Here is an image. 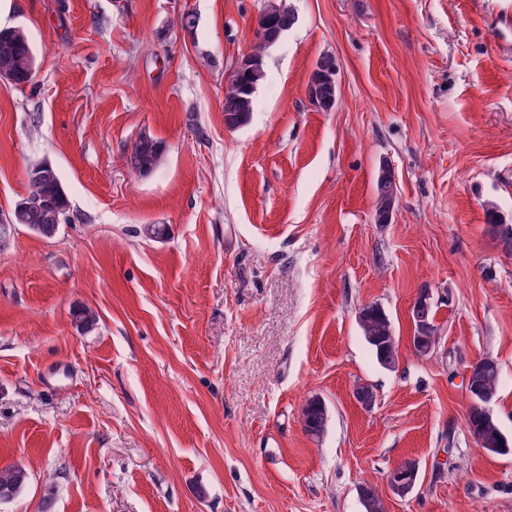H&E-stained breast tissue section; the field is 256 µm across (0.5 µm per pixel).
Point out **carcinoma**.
Here are the masks:
<instances>
[{
    "mask_svg": "<svg viewBox=\"0 0 512 512\" xmlns=\"http://www.w3.org/2000/svg\"><path fill=\"white\" fill-rule=\"evenodd\" d=\"M271 36L281 29L294 23V15L283 4L268 0L262 10ZM267 49L265 40L259 39L250 53L249 69L242 75L231 74V82L224 93V120L239 126L246 123L253 111L254 95L264 78V52ZM35 66V54L32 44L21 29L0 30V72L12 74L15 84L30 81ZM162 145L159 141L141 136L126 149V155L133 159L137 172L148 174L159 164L162 156ZM27 195L43 200L39 208H23L15 205L11 214L15 226L22 225L30 231L50 238L62 224L68 202L65 192L56 173L42 177L37 171L29 169ZM397 197V184L392 172L383 170L377 180V197L375 211L377 218H382L394 208ZM486 232L496 241L503 237L512 240V224L507 223L496 205L490 204L486 209ZM366 342L373 349L377 362L399 360L398 348L393 340V330L389 316L377 304L365 307L364 315L358 318ZM470 392L491 398L497 395L499 388V368L497 363L484 358L473 367L470 381ZM305 431L317 437L323 433L328 413L321 409L313 400L309 401L302 411ZM468 423L480 447L497 455L512 452V443L503 434L496 420L474 407L469 409ZM28 473L20 466L0 467V499L11 498L27 483ZM362 500L365 512H385L383 500L375 489H362Z\"/></svg>",
    "mask_w": 512,
    "mask_h": 512,
    "instance_id": "obj_1",
    "label": "carcinoma"
}]
</instances>
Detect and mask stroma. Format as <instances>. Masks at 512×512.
Instances as JSON below:
<instances>
[{"instance_id": "obj_1", "label": "stroma", "mask_w": 512, "mask_h": 512, "mask_svg": "<svg viewBox=\"0 0 512 512\" xmlns=\"http://www.w3.org/2000/svg\"><path fill=\"white\" fill-rule=\"evenodd\" d=\"M15 2L36 64L0 82V219L40 161L69 210L53 238L0 246V467L29 473L0 512H365L366 486L387 512H512V455L477 444L461 386L497 362L512 439V253L484 232L487 202L512 218V0H286L296 22L236 128L227 76L267 0ZM325 54L327 112L307 93ZM142 134L163 146L149 174L124 158ZM424 289L440 339L422 356ZM369 303L394 369L357 323ZM397 184L394 180L391 170H381L377 180V197L375 211L378 223L379 219L394 208L397 197ZM358 323L366 342L373 349L377 362L399 361L398 348L393 336L392 325L387 313L377 304H368ZM302 417L305 431L308 434L318 437L323 433L328 421V413L327 410H322L314 400H310L305 405Z\"/></svg>"}]
</instances>
